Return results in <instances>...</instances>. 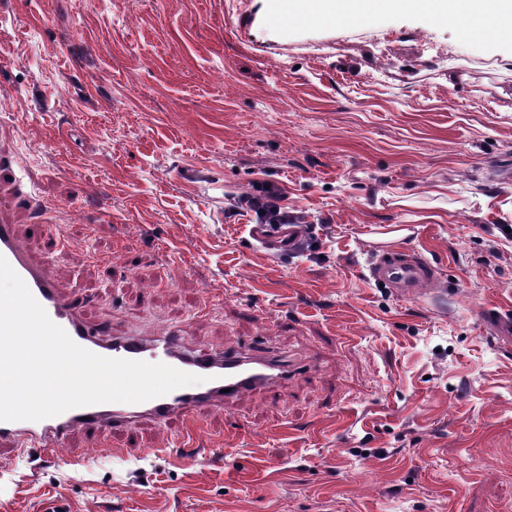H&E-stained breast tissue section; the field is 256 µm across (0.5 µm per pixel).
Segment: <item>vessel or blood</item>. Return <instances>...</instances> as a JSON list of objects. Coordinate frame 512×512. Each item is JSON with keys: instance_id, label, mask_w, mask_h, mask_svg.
Here are the masks:
<instances>
[{"instance_id": "obj_1", "label": "vessel or blood", "mask_w": 512, "mask_h": 512, "mask_svg": "<svg viewBox=\"0 0 512 512\" xmlns=\"http://www.w3.org/2000/svg\"><path fill=\"white\" fill-rule=\"evenodd\" d=\"M250 233L254 240L275 254L293 250L301 236L300 228L292 224H256ZM0 255L24 280L48 317L82 348L108 358L163 363L208 379L204 389L180 387L141 403L76 407L40 421H0V445H9L16 452L61 448L75 431L127 428L144 417L163 424L172 416L187 414L197 406L229 403L251 391L283 384L299 370L298 364L267 351L247 352L232 346L221 352H190L183 349L181 337L174 331L164 330L148 339L134 335L103 339L99 331L82 319L78 295L65 292L44 265L32 260L15 225L0 224ZM370 275L393 288L398 295L415 297L424 295L435 278L432 266L423 259L414 256L393 262L385 252L372 265Z\"/></svg>"}]
</instances>
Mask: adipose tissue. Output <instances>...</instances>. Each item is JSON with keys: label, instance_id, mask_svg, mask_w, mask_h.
<instances>
[{"label": "adipose tissue", "instance_id": "ef3b65f1", "mask_svg": "<svg viewBox=\"0 0 512 512\" xmlns=\"http://www.w3.org/2000/svg\"><path fill=\"white\" fill-rule=\"evenodd\" d=\"M410 7L409 0H271L270 3L272 12L277 14L335 23ZM424 11L433 22L445 25L463 18L493 19L497 28L489 38L498 41L505 36L502 21L512 20V0H428Z\"/></svg>", "mask_w": 512, "mask_h": 512}]
</instances>
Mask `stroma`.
Instances as JSON below:
<instances>
[{
  "instance_id": "35a3bbf8",
  "label": "stroma",
  "mask_w": 512,
  "mask_h": 512,
  "mask_svg": "<svg viewBox=\"0 0 512 512\" xmlns=\"http://www.w3.org/2000/svg\"><path fill=\"white\" fill-rule=\"evenodd\" d=\"M263 182L294 251L224 216ZM0 221L94 327L310 361L0 455V512H512V346L480 319L512 311L511 41L414 10L0 0ZM380 242L437 268L429 297L370 279ZM270 9L299 19L347 22L386 11L414 9L410 0H269Z\"/></svg>"
}]
</instances>
